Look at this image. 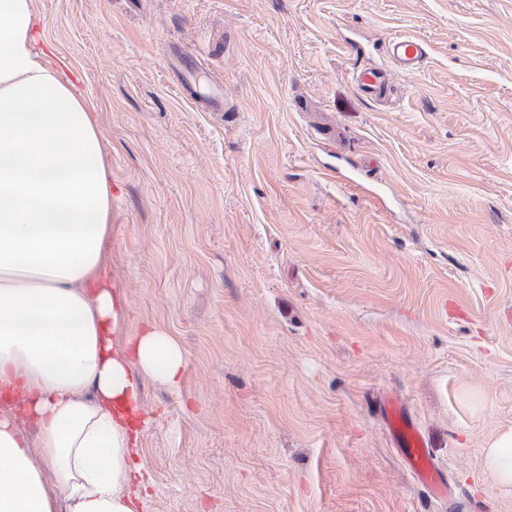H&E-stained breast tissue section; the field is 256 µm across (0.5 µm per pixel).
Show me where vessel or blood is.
Listing matches in <instances>:
<instances>
[{"instance_id":"obj_1","label":"vessel or blood","mask_w":512,"mask_h":512,"mask_svg":"<svg viewBox=\"0 0 512 512\" xmlns=\"http://www.w3.org/2000/svg\"><path fill=\"white\" fill-rule=\"evenodd\" d=\"M389 56L405 72H416L427 52L424 44L409 38H395L389 43ZM357 86L368 93H379L387 86V74L378 68H366L354 74ZM388 429L395 447L402 452L407 466L415 479L436 499L454 504L453 485L443 479L438 467L429 456L424 438L401 402L388 401L385 406Z\"/></svg>"}]
</instances>
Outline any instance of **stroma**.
<instances>
[{
	"label": "stroma",
	"instance_id": "1",
	"mask_svg": "<svg viewBox=\"0 0 512 512\" xmlns=\"http://www.w3.org/2000/svg\"><path fill=\"white\" fill-rule=\"evenodd\" d=\"M37 8L102 132L123 334L187 360L141 388L142 512H512L483 464L512 424V0ZM391 395L454 507L394 448ZM388 54L403 71L413 73L420 68L427 52L422 42L397 37L389 42ZM357 86L368 93H379L387 86V74L379 68H365L353 75Z\"/></svg>",
	"mask_w": 512,
	"mask_h": 512
}]
</instances>
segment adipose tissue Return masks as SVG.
Instances as JSON below:
<instances>
[{
	"label": "adipose tissue",
	"instance_id": "obj_1",
	"mask_svg": "<svg viewBox=\"0 0 512 512\" xmlns=\"http://www.w3.org/2000/svg\"><path fill=\"white\" fill-rule=\"evenodd\" d=\"M42 35L36 0H0V512H140L139 383L179 387L186 356L120 336L101 131ZM484 466L512 489V425Z\"/></svg>",
	"mask_w": 512,
	"mask_h": 512
}]
</instances>
